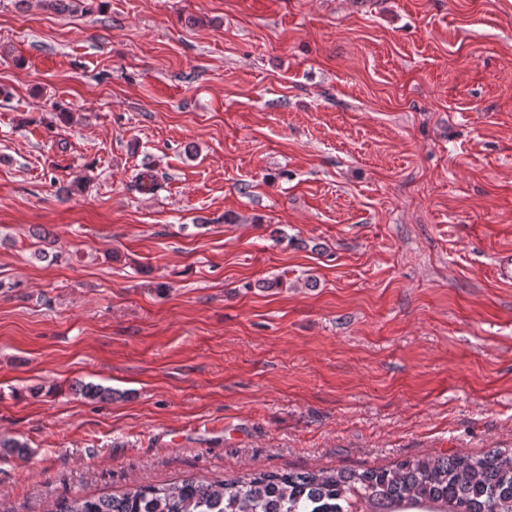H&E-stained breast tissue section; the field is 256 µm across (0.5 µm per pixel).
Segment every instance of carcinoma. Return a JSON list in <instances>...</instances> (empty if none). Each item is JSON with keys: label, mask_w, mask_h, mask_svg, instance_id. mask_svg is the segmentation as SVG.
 Instances as JSON below:
<instances>
[{"label": "carcinoma", "mask_w": 512, "mask_h": 512, "mask_svg": "<svg viewBox=\"0 0 512 512\" xmlns=\"http://www.w3.org/2000/svg\"><path fill=\"white\" fill-rule=\"evenodd\" d=\"M132 187L153 194L162 184L145 170L134 176ZM26 448L17 438L0 437V457L22 459ZM48 512H512V448L407 459L360 472L135 482L119 493L57 499Z\"/></svg>", "instance_id": "obj_1"}]
</instances>
